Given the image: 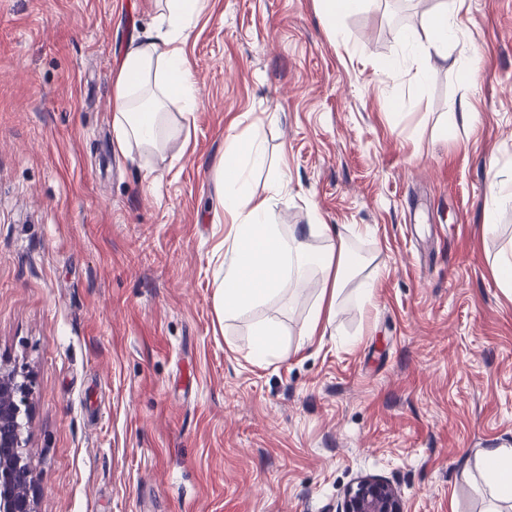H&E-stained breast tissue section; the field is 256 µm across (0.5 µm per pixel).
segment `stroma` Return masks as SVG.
<instances>
[{
    "label": "stroma",
    "instance_id": "1",
    "mask_svg": "<svg viewBox=\"0 0 512 512\" xmlns=\"http://www.w3.org/2000/svg\"><path fill=\"white\" fill-rule=\"evenodd\" d=\"M447 0H207L189 117L161 151L114 144L112 79L159 0H0V366L27 372L36 512H336L376 476L407 512H483L477 462L512 444V0H461L447 58H412ZM474 121L447 129L452 104ZM273 223L337 225L369 258L297 348L320 277L220 326L231 224L215 171ZM494 232H486V219ZM279 322L284 355L246 356ZM320 11L331 29L336 27V18L365 7L367 0H319Z\"/></svg>",
    "mask_w": 512,
    "mask_h": 512
}]
</instances>
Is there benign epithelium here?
I'll return each instance as SVG.
<instances>
[{"mask_svg":"<svg viewBox=\"0 0 512 512\" xmlns=\"http://www.w3.org/2000/svg\"><path fill=\"white\" fill-rule=\"evenodd\" d=\"M30 379L0 368V512H35L30 499L31 468L24 452ZM337 512H405L388 482L363 478L344 495Z\"/></svg>","mask_w":512,"mask_h":512,"instance_id":"1","label":"benign epithelium"}]
</instances>
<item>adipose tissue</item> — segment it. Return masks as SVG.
<instances>
[{"mask_svg":"<svg viewBox=\"0 0 512 512\" xmlns=\"http://www.w3.org/2000/svg\"><path fill=\"white\" fill-rule=\"evenodd\" d=\"M204 3L165 0L166 9L159 15L154 33L133 39L126 47L112 87L114 141L120 152H130L135 146L162 148L170 139L165 126L167 111L191 113L196 87L184 45ZM458 32L456 15L439 9L425 29L423 53L447 57L448 43ZM265 161L257 139L228 137L217 179L231 185L230 190L220 192L219 203L232 219L233 236L215 279L214 312L221 323L238 319L266 298L281 294L303 268L317 269L321 287L298 331V342L304 345L332 323L337 300L361 260L334 226L310 224L284 232L272 224L273 206L285 189L284 181H272L263 196L254 195L240 183L242 165L260 166ZM312 237L324 242L315 252L308 246ZM281 336L276 321L254 323L248 357L265 362L279 356ZM481 465L491 477L485 512H503L504 506L512 504V446L484 449Z\"/></svg>","mask_w":512,"mask_h":512,"instance_id":"obj_1","label":"adipose tissue"}]
</instances>
